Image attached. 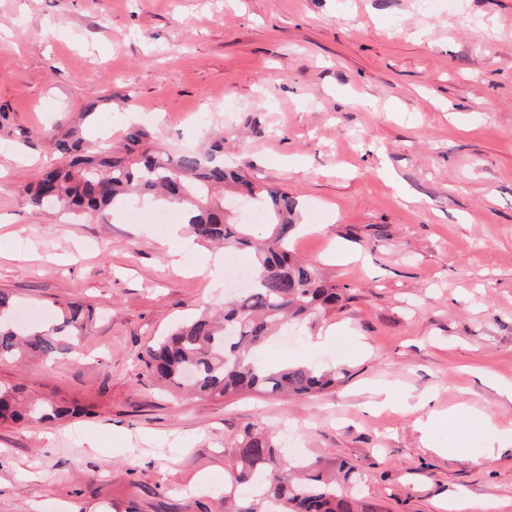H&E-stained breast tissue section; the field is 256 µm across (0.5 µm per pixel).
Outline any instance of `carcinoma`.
<instances>
[{
    "instance_id": "1",
    "label": "carcinoma",
    "mask_w": 512,
    "mask_h": 512,
    "mask_svg": "<svg viewBox=\"0 0 512 512\" xmlns=\"http://www.w3.org/2000/svg\"><path fill=\"white\" fill-rule=\"evenodd\" d=\"M97 104L81 109L78 120L64 115L46 147L65 159L23 189L27 204H47L73 213L107 215L130 201L165 210L179 208L200 243L233 254L253 250L252 286L227 297L220 317L204 308L147 347L146 364L156 379L199 397L230 398L248 393L315 396L339 382L334 372L309 365L272 368L258 359L270 339L290 323L301 325L346 300L347 288L320 277L291 251L299 226L298 202L288 191L248 179L224 166V136L202 150L170 151L157 144L151 130L129 125L121 145L89 141L84 122ZM52 193V201L44 200ZM261 211L265 236L245 217ZM17 302L0 293V359L38 356L53 361L71 352L93 324L91 306L68 301L58 306L56 321L21 325L14 320ZM76 410L53 399L31 400L24 387L0 388V418L57 421ZM229 476L231 494L224 512H375L350 491L360 475L339 460L329 474L319 459L291 464L263 427L245 431Z\"/></svg>"
}]
</instances>
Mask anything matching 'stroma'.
<instances>
[{
	"instance_id": "1",
	"label": "stroma",
	"mask_w": 512,
	"mask_h": 512,
	"mask_svg": "<svg viewBox=\"0 0 512 512\" xmlns=\"http://www.w3.org/2000/svg\"><path fill=\"white\" fill-rule=\"evenodd\" d=\"M96 100L93 137L136 119L173 150L220 134L226 161L298 200L296 255L350 298L263 353L336 371L335 389L224 400L156 382L147 346L224 299L219 253L147 212L78 219L21 192L55 161L46 135ZM0 110V291L95 313L71 354L0 360V387L79 409L0 421V512H224L258 423L300 461L351 462L377 512H512V0H0ZM482 420L503 433L488 467L469 458Z\"/></svg>"
}]
</instances>
